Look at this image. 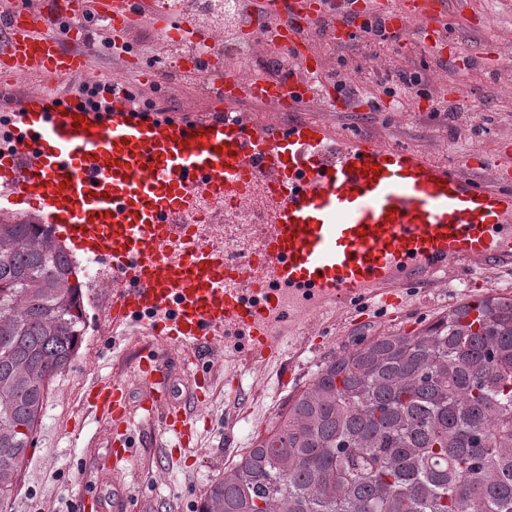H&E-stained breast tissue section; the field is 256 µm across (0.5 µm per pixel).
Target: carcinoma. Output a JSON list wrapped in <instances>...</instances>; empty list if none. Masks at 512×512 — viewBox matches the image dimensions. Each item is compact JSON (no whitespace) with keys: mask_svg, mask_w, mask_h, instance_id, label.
<instances>
[{"mask_svg":"<svg viewBox=\"0 0 512 512\" xmlns=\"http://www.w3.org/2000/svg\"><path fill=\"white\" fill-rule=\"evenodd\" d=\"M77 267L46 225L0 223V507L83 340ZM198 512H512V298L322 367Z\"/></svg>","mask_w":512,"mask_h":512,"instance_id":"1","label":"carcinoma"}]
</instances>
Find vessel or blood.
<instances>
[{
	"mask_svg": "<svg viewBox=\"0 0 512 512\" xmlns=\"http://www.w3.org/2000/svg\"><path fill=\"white\" fill-rule=\"evenodd\" d=\"M98 4L126 63L121 80L90 75L85 0H65L60 15L30 0L0 12V114L16 123L0 148V218L35 216L56 240L110 263L112 331L145 339L139 401L118 376L83 395L114 426V461L137 421L161 420L179 446L193 445L213 385L203 354L267 364L329 310L367 300L399 308L407 285L451 268L512 271V145L450 163L318 120L281 119L287 109L346 105L325 78L310 36L317 27L333 46L376 29L408 32L434 56L469 60L446 33L448 0H258L260 25L237 41L275 34L302 72L288 82L228 69L216 32L168 0ZM140 25L183 46L176 66L181 79L208 86L205 111L155 113L131 101L156 80L131 40ZM33 77L84 80L109 105L17 95ZM245 99L260 111H238ZM171 350L194 413L171 397Z\"/></svg>",
	"mask_w": 512,
	"mask_h": 512,
	"instance_id": "vessel-or-blood-1",
	"label": "vessel or blood"
}]
</instances>
